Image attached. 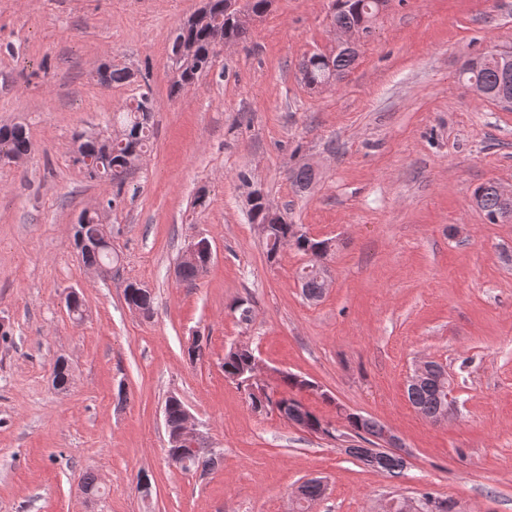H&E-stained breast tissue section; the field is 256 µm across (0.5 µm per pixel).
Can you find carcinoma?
Masks as SVG:
<instances>
[{
  "label": "carcinoma",
  "mask_w": 512,
  "mask_h": 512,
  "mask_svg": "<svg viewBox=\"0 0 512 512\" xmlns=\"http://www.w3.org/2000/svg\"><path fill=\"white\" fill-rule=\"evenodd\" d=\"M333 23L341 26H354L362 23L372 16L375 10L374 0H334ZM209 19L205 22H187L179 27L172 42L171 49L181 46L188 51L186 64L182 72L174 80L171 92L177 93L199 73L209 69L212 64L215 48L220 40L240 41L246 37L247 29L237 24L236 20L226 14V0H210L208 11ZM355 56L326 55L315 53L310 56L309 66L303 70L305 84L312 90L318 87L332 85L334 74L341 76L354 65ZM465 85L470 87L481 83L489 91L500 92L499 76L493 62H488L480 69H474L472 60H467L461 71ZM102 79L109 84H125L134 80V74L125 69L107 68L102 73ZM153 112V100L149 93L143 92L135 99L134 103L126 108L121 115L116 117L122 131V142L113 144L103 138L95 140L78 135L77 140L90 148V152L96 154L97 160L105 169L112 171V186L116 188L115 197H120L129 174L128 163L139 160L151 142L153 127L150 119ZM31 141L26 129L19 125L0 127V150H5L14 155H27L31 152ZM475 205L483 212L488 223L496 224L503 213V204L500 201L495 183L489 181L478 185L473 191ZM98 232V214L85 212L81 215L76 225V237L89 242ZM323 241L303 233L294 234L292 224H273L271 232L266 235L267 257H276L278 248L286 245L308 257V264L304 266L299 279L302 288L309 295L321 298L322 288L319 270L322 268L323 256L319 254ZM82 261L89 266H99L103 270H110L112 265V250L98 248L94 245L80 247ZM124 290L126 302L150 310L152 296L144 288L134 287ZM255 357L253 350L247 347H232L224 355V376L228 379L244 371ZM283 384L289 389V393L279 397V402L288 405L297 411L285 416V419L300 429L317 433L323 431L328 437H336L337 429L324 422L312 411L299 402L292 392H302L313 389L314 382L302 376L287 374L282 378ZM407 396L412 406L424 417L438 418L448 404V379L439 374H433L423 383L410 387ZM183 402L170 401L166 403L167 422L171 429H178L183 411ZM347 429L354 436L367 440V437L379 438L383 425L376 420L357 413L345 415ZM348 454L364 461L366 464L391 475L402 472L405 462L398 456L384 452L374 459L369 448H349ZM218 462V455L206 450H199L189 458V464L181 465L185 471L207 470Z\"/></svg>",
  "instance_id": "1"
}]
</instances>
